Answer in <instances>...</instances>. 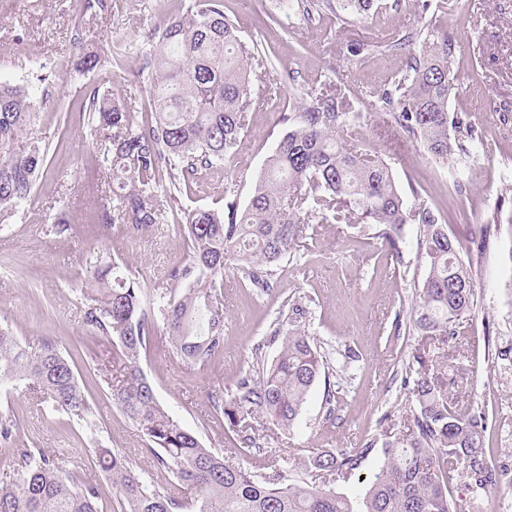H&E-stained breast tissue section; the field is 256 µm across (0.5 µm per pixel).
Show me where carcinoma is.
<instances>
[{
	"instance_id": "1",
	"label": "carcinoma",
	"mask_w": 512,
	"mask_h": 512,
	"mask_svg": "<svg viewBox=\"0 0 512 512\" xmlns=\"http://www.w3.org/2000/svg\"><path fill=\"white\" fill-rule=\"evenodd\" d=\"M374 0H293L306 15L334 9L346 21L369 16ZM437 30L433 13L420 28L407 29L384 45L360 43L354 57L374 52L406 56V69L378 96L386 123L445 164L470 158L479 130L467 112L448 111L455 90L452 68L456 45ZM133 70L150 79L154 112H132L110 94L93 89L83 111L63 118L87 122L102 146L109 175L108 202L90 212V224H74L70 211L55 214L51 232L61 240L96 228L101 249L106 232L121 222L131 235L170 224L186 238V262L165 275L166 287L144 288L131 272H120L97 255L86 258L83 320L95 334L112 341L121 362L120 379L111 386L113 404L145 438L143 452L165 472L168 488L148 483L133 463L98 437L97 413L71 363L49 341L24 345L0 325V387L29 385L39 404L82 423L99 471L116 488L115 512H456L448 483L464 478L473 490L470 512H482L488 491L500 474L483 448L486 415L448 397L456 383L448 361L428 364L417 353L410 393L412 432L389 442L365 494L350 498L336 491L290 479L272 464L255 475L226 463L205 447L157 399L140 360L156 340L158 322L169 339V354L188 368L204 367L224 352V310L212 292L232 271L244 287H273L276 267L300 246L312 219L368 226L399 255L398 237L416 226V258L426 268L413 309L414 326L424 345H445L460 334L474 307L472 263L461 259L460 243L436 213L407 204L392 168L361 144V113L338 86L313 84L300 100L293 126L267 157L247 204L228 195L224 211L195 209L177 215L160 199L189 185L207 170L233 158L247 114L264 98L269 65L255 47L241 40L237 24L224 13V0H194L184 12L149 33ZM126 62L85 50L76 70L89 73ZM38 118L35 92L0 80V220L28 201L43 174L49 148L33 136ZM512 194L498 197L487 224L502 223ZM269 341L280 343L276 359L264 364L263 348L254 350L257 369L224 395L208 393L211 407L233 427L249 430L261 415L275 426L292 428L322 373L330 369L321 346L295 325L276 323ZM14 411L0 412V444L16 443ZM22 470L11 483L0 482V512H104L96 477L80 475L65 460L39 448H17ZM371 446L334 453L322 450L309 467L330 474L358 470Z\"/></svg>"
}]
</instances>
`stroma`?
Returning <instances> with one entry per match:
<instances>
[{
  "mask_svg": "<svg viewBox=\"0 0 512 512\" xmlns=\"http://www.w3.org/2000/svg\"><path fill=\"white\" fill-rule=\"evenodd\" d=\"M112 10L82 15L80 0H0V79L32 81L30 61L51 67L49 98L39 108L35 137L61 144L50 152L44 174L28 202L0 223V324L11 327L21 342L54 343L69 354L85 378L90 400L99 412V436L128 457L146 478L165 487L167 476L156 470L142 448L135 426L113 405L110 381L118 376L111 342L95 335L83 321L80 288L85 257L96 251L94 234L68 241L55 238L51 225L64 205H73L75 223L90 209L88 176L101 161L90 125L73 124L61 131L63 113L79 112L86 89L112 94L128 109H151L150 84L130 71L79 73L76 40L102 51L136 56L146 35L169 16L185 11L193 0H111ZM449 39L455 41L459 92L448 106L472 115L481 131L478 161L471 170L428 160L412 144L380 136L376 92L404 71L406 60L395 54L358 59L350 49L358 43L384 41L398 31L420 25L418 0H374L367 20L345 24L331 11L309 25L302 13L272 14L269 0H224L242 40L273 63L278 88L276 105L250 113L237 158L204 172L197 184L176 193L175 211L223 210L225 191L247 203L273 142L288 130L298 110L299 94L313 80L346 88L363 114L366 149L392 168L410 204L432 207L461 243L480 236L500 192L512 189V135L503 133L490 101L512 103V12L500 0H431ZM271 28H264V20ZM106 257L132 271L146 288L161 287L165 272L187 260V240L167 225L131 236L113 225ZM392 255L374 230L343 224L312 223L299 251L277 267L274 286L266 292L241 285L225 273L217 294L224 309V353L209 365L189 370L170 358L164 339L141 359L140 366L158 399L181 424L225 460L260 474L271 463L308 477L305 463L321 450L374 448L358 473L329 478L336 492L366 491L383 459L386 442L401 437L408 422L410 398L404 379L414 364L419 336L412 321L414 285L425 269L416 261L415 227L407 225ZM475 303L460 336L449 339L445 352L459 369L453 388L460 400L487 415L484 448L494 466H512V227L493 230L481 254L473 255ZM301 301V324L319 340L332 363L325 379L313 387L289 430L270 426L261 451L242 447L239 434L207 401L216 387L234 388L253 366L252 350L263 345L266 360L277 355L268 343L271 325L286 303ZM334 393V413H327L326 393ZM20 418L18 441L53 456L64 454L72 468L93 473L88 446L79 444L82 428L67 416L33 404L25 390L0 391V410Z\"/></svg>",
  "mask_w": 512,
  "mask_h": 512,
  "instance_id": "35a3bbf8",
  "label": "stroma"
}]
</instances>
